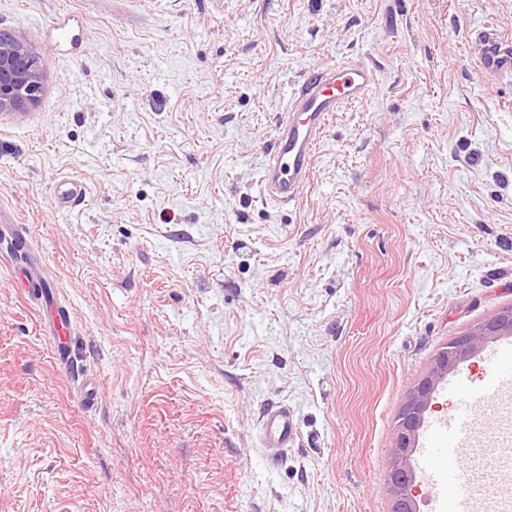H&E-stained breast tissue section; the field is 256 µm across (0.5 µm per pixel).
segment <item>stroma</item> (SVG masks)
I'll list each match as a JSON object with an SVG mask.
<instances>
[{
  "label": "stroma",
  "mask_w": 512,
  "mask_h": 512,
  "mask_svg": "<svg viewBox=\"0 0 512 512\" xmlns=\"http://www.w3.org/2000/svg\"><path fill=\"white\" fill-rule=\"evenodd\" d=\"M487 22L512 34V0H0L43 73L0 115V218L73 314L65 368L0 256V512H390L408 390L512 306V80L467 41ZM344 61L376 86L277 205L278 115ZM67 175L87 192L63 209ZM271 405L297 424L279 457ZM477 415L512 498V425ZM261 434L264 448L271 453L293 445L297 430L292 414L283 406H272L261 417Z\"/></svg>",
  "instance_id": "stroma-1"
}]
</instances>
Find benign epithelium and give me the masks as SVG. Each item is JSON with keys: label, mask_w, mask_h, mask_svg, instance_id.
Listing matches in <instances>:
<instances>
[{"label": "benign epithelium", "mask_w": 512, "mask_h": 512, "mask_svg": "<svg viewBox=\"0 0 512 512\" xmlns=\"http://www.w3.org/2000/svg\"><path fill=\"white\" fill-rule=\"evenodd\" d=\"M42 81L38 58L24 36L0 29V114L23 112L34 105ZM502 337H512L511 306L457 337L452 348L437 352L428 371L410 388L386 473L391 512H419L415 495L419 477L412 456L438 385L482 345Z\"/></svg>", "instance_id": "obj_1"}]
</instances>
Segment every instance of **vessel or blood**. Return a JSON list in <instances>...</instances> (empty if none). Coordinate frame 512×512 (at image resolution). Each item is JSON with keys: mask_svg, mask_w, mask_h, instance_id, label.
Segmentation results:
<instances>
[{"mask_svg": "<svg viewBox=\"0 0 512 512\" xmlns=\"http://www.w3.org/2000/svg\"><path fill=\"white\" fill-rule=\"evenodd\" d=\"M479 69L491 82L512 78V37L495 25L485 24L471 35ZM376 84L372 68L361 62H343L312 67L291 94L276 127L262 166L261 186L275 203L290 205L299 200L309 182L316 149L334 113L349 104L366 100ZM85 195L82 181L63 178L58 183L57 201L76 205ZM6 243L11 260L19 263L22 282L36 301L37 308L51 312L46 328L56 339L59 360H66L67 349L60 338L72 324V313L58 304L48 279L31 264V244L14 224L0 225V243ZM489 380L481 390H473L465 376L450 379L448 392L456 395L459 406L448 418L429 423L416 456L417 471L433 488L435 512H474L473 498L460 470L457 448L469 446L477 422L473 407L488 403L512 391V346L495 347L490 355ZM264 447L272 453L291 447L297 437L292 414L286 407L273 406L261 417Z\"/></svg>", "mask_w": 512, "mask_h": 512, "instance_id": "1", "label": "vessel or blood"}]
</instances>
